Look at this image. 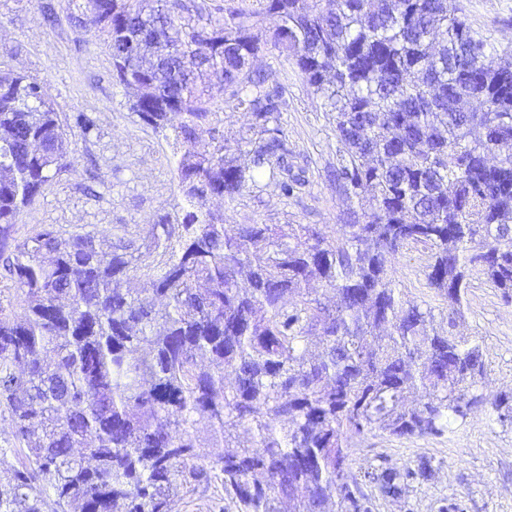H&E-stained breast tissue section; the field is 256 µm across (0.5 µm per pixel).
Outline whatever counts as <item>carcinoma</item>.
<instances>
[{"instance_id":"1","label":"carcinoma","mask_w":512,"mask_h":512,"mask_svg":"<svg viewBox=\"0 0 512 512\" xmlns=\"http://www.w3.org/2000/svg\"><path fill=\"white\" fill-rule=\"evenodd\" d=\"M259 2L184 17L183 0H99L115 83L180 146V201L115 240L53 224L15 236L21 209L69 171L71 142L38 83L0 74V260L17 285L0 304V411L26 446L21 466L0 460V512H44L50 496L54 512H177L216 471L239 512H373L365 484L398 497L422 470L357 477L353 440L440 434L486 403L480 344L453 328L473 275L512 298V64L455 0ZM271 48L329 113L339 188L371 193L332 232L226 224L208 207L264 178L285 197L304 184L284 87L252 69ZM201 72L249 117L234 149ZM73 120L97 128L92 112ZM412 244L431 250L437 314L396 288Z\"/></svg>"}]
</instances>
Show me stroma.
<instances>
[{
    "mask_svg": "<svg viewBox=\"0 0 512 512\" xmlns=\"http://www.w3.org/2000/svg\"><path fill=\"white\" fill-rule=\"evenodd\" d=\"M471 29L512 59V0H456ZM270 82L287 84L281 122L288 132L289 162L304 174L301 193L284 197L266 188L245 194L234 207L211 201L228 224L341 223L351 202L339 192L334 173L343 153L319 101L298 70L277 51L256 62ZM20 72L40 83L63 123L73 113L93 112L99 125L90 135L72 129L69 172L46 185L22 209L15 231L26 237L41 224L64 234L91 232L115 238L153 223L170 211L175 197L171 141L143 125L132 92L112 80V57L97 25L76 26L65 0H0V72ZM429 252L405 250L395 261L404 299L441 311L444 302L427 285ZM459 335L478 340L485 367L488 404L443 434L396 437L374 432L350 450L351 471L428 464L427 477L399 498L375 499V512H512V425L500 423L490 401L512 393V300L473 277Z\"/></svg>",
    "mask_w": 512,
    "mask_h": 512,
    "instance_id": "stroma-1",
    "label": "stroma"
}]
</instances>
